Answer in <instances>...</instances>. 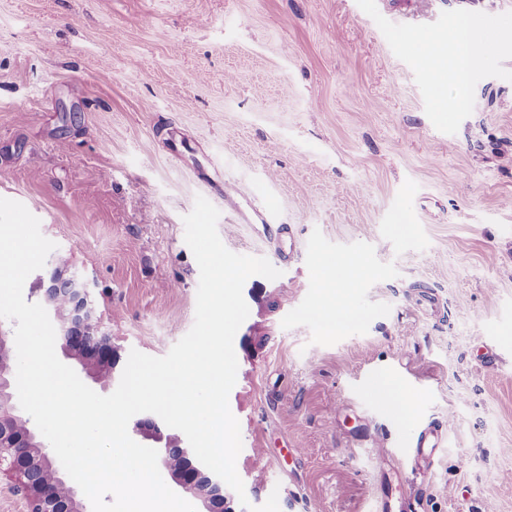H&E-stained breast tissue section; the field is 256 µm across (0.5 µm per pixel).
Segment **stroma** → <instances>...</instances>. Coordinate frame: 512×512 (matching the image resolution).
I'll use <instances>...</instances> for the list:
<instances>
[{"instance_id": "stroma-1", "label": "stroma", "mask_w": 512, "mask_h": 512, "mask_svg": "<svg viewBox=\"0 0 512 512\" xmlns=\"http://www.w3.org/2000/svg\"><path fill=\"white\" fill-rule=\"evenodd\" d=\"M376 4L397 24L512 11ZM228 183L273 223H237ZM199 195L228 249L281 272L243 287L234 512L273 493L280 512H512V81L480 80L450 135L357 0H0V197L56 244L24 297L82 273L113 377L194 323ZM351 259L370 270L347 290L360 318L327 336L321 268ZM56 354L113 392L96 353ZM381 379L418 401L416 429L442 426L429 468L374 414Z\"/></svg>"}]
</instances>
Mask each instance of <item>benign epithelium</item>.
<instances>
[{
	"mask_svg": "<svg viewBox=\"0 0 512 512\" xmlns=\"http://www.w3.org/2000/svg\"><path fill=\"white\" fill-rule=\"evenodd\" d=\"M53 281L45 293V301L56 311L57 338L62 347L97 352L109 366L105 378L112 379L111 337L101 331L84 284L75 276L66 279L55 276ZM9 342L8 334L0 329V466L6 464L24 478L32 512H85L77 488L40 451L41 444L27 421L15 412ZM199 474L197 469L179 473L181 486L195 497L215 502L217 487L210 478H201Z\"/></svg>",
	"mask_w": 512,
	"mask_h": 512,
	"instance_id": "obj_1",
	"label": "benign epithelium"
}]
</instances>
